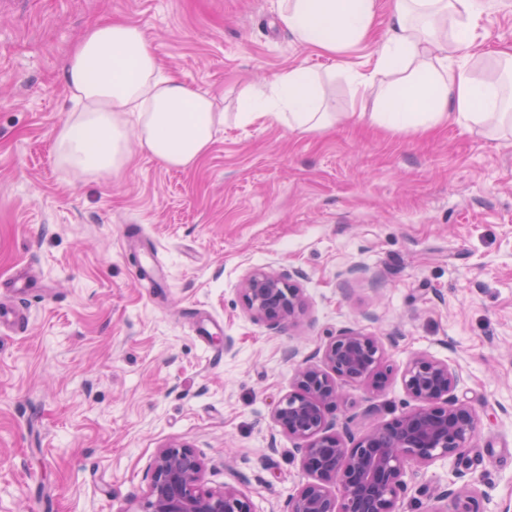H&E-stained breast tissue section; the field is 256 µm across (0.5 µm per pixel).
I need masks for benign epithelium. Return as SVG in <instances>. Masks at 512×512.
Segmentation results:
<instances>
[{
    "mask_svg": "<svg viewBox=\"0 0 512 512\" xmlns=\"http://www.w3.org/2000/svg\"><path fill=\"white\" fill-rule=\"evenodd\" d=\"M240 293L251 317L272 329L295 321L305 305L291 279L262 269L243 279ZM389 375L381 337L353 328L329 337L321 364L296 369L291 389L272 411L275 425L297 441L294 452L308 477L288 499L286 512H400L409 465L427 467L464 454L478 431L477 412L455 394L457 371L425 354L410 358L401 374L414 406L359 436L338 426L330 413L343 398L339 381L380 392ZM204 470L203 458L188 444L157 449L138 512H254L238 486L205 487ZM437 499L450 503L452 512H481L466 486H450Z\"/></svg>",
    "mask_w": 512,
    "mask_h": 512,
    "instance_id": "obj_1",
    "label": "benign epithelium"
}]
</instances>
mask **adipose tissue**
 Instances as JSON below:
<instances>
[{
	"label": "adipose tissue",
	"instance_id": "adipose-tissue-1",
	"mask_svg": "<svg viewBox=\"0 0 512 512\" xmlns=\"http://www.w3.org/2000/svg\"><path fill=\"white\" fill-rule=\"evenodd\" d=\"M379 0H277L280 26L303 47L336 55L371 32ZM485 12L482 0H393L387 35L372 75H352L368 122L384 131L431 135L448 122L512 133V94L477 78L464 48ZM64 83L75 104L56 141L59 164L92 176L116 174L131 143L166 168L196 167L224 126V110L207 92L160 63L131 23L91 27L67 58ZM247 123L315 132L339 114L320 76L288 69L241 102Z\"/></svg>",
	"mask_w": 512,
	"mask_h": 512
}]
</instances>
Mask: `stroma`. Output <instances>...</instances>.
<instances>
[{"label": "stroma", "mask_w": 512, "mask_h": 512, "mask_svg": "<svg viewBox=\"0 0 512 512\" xmlns=\"http://www.w3.org/2000/svg\"><path fill=\"white\" fill-rule=\"evenodd\" d=\"M488 4L471 47L483 79L512 47V0ZM388 18L335 57L278 27L275 0H0V305L19 278L37 292L23 326L0 325V512H137L171 443L203 456L208 488L283 512L306 476L272 409L345 328L395 339L382 392L342 385L336 415L354 434L410 405L401 373L417 354L456 369L479 415L464 457L409 472L401 512H431L451 484H473L483 512L512 504V143L475 125L419 139L357 119L348 74L373 71ZM110 20L138 25L223 107L193 170L138 149L97 180L59 167L67 56ZM292 67L320 72L335 126L242 123L251 86ZM257 268L303 290L282 330L243 307Z\"/></svg>", "instance_id": "1"}]
</instances>
